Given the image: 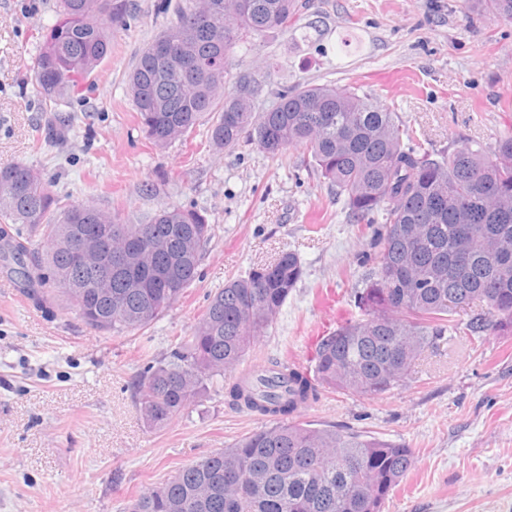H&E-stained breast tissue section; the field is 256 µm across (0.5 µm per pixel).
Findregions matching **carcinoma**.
Listing matches in <instances>:
<instances>
[{
	"label": "carcinoma",
	"mask_w": 512,
	"mask_h": 512,
	"mask_svg": "<svg viewBox=\"0 0 512 512\" xmlns=\"http://www.w3.org/2000/svg\"><path fill=\"white\" fill-rule=\"evenodd\" d=\"M512 21V0H467ZM299 0H184L175 19L141 52L129 78L137 119L165 147L208 124L211 146L252 142L275 158L292 144L310 152L319 177L344 198L350 221L375 224L372 252L354 295L360 314L322 336L307 365L271 359L229 383L254 339L271 327L304 276L292 250L251 268L209 296L191 334L169 359L138 376L141 410L153 425L179 417L206 386L228 405L265 422L230 448L180 468L135 499L130 512H382L414 465L402 443L298 420L320 390L374 398L403 385L423 351L446 332L512 334V134L493 150L473 141L435 157L394 113L354 87L284 90L268 112L251 96L224 94L228 52L245 33L288 31ZM128 0H58L42 35L31 81L63 99L112 52V25ZM167 43L157 57L154 46ZM24 189L15 187L18 176ZM0 222L28 236L13 245L30 255L89 326L134 333L164 315L200 276L215 235L194 209L165 206L148 219L152 243L136 268L102 277L74 265L72 224H114L112 251L143 225L121 213L69 204L23 163L0 168ZM475 304L484 312L453 319Z\"/></svg>",
	"instance_id": "1"
}]
</instances>
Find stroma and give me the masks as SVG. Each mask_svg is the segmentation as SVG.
Returning a JSON list of instances; mask_svg holds the SVG:
<instances>
[{
    "mask_svg": "<svg viewBox=\"0 0 512 512\" xmlns=\"http://www.w3.org/2000/svg\"><path fill=\"white\" fill-rule=\"evenodd\" d=\"M162 2L129 0L111 55L58 104L73 127L38 149L49 114L31 76L56 0H0V168L25 163L70 203L133 222L170 205L215 227L199 279L164 316L120 336L86 326L51 286L25 282L0 256V512H126L181 467L261 428L211 389L153 426L134 386L228 280L284 250L305 268L245 369L276 355L308 363L319 293L335 294L337 322L354 311L372 236L350 223L306 150L288 147L277 160L254 144L219 150L202 127L165 147L146 137L128 74L171 17ZM298 24L238 42L225 94L249 83L263 112L285 89L354 86L429 150L465 139L492 147L512 131V22L466 0H311ZM301 418L413 449L415 465L383 512H512V336H442L406 385L375 398L326 392Z\"/></svg>",
    "mask_w": 512,
    "mask_h": 512,
    "instance_id": "obj_1",
    "label": "stroma"
}]
</instances>
